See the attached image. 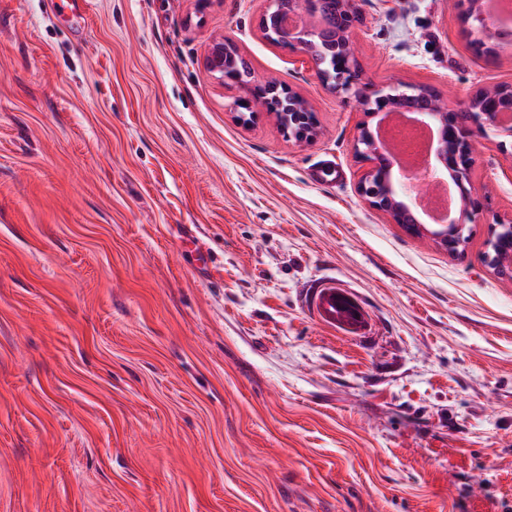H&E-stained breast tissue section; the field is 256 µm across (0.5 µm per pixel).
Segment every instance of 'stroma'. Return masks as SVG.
I'll return each mask as SVG.
<instances>
[{
  "label": "stroma",
  "instance_id": "stroma-1",
  "mask_svg": "<svg viewBox=\"0 0 512 512\" xmlns=\"http://www.w3.org/2000/svg\"><path fill=\"white\" fill-rule=\"evenodd\" d=\"M353 3L366 90L512 86L466 0ZM267 6L90 0L76 30L0 0V512H512V281L484 266L512 146L474 156L464 257L407 234L358 194L366 113L262 34ZM219 38L315 140L234 121ZM233 51L236 50L231 42L224 40V38L216 40L205 59V66L210 72L223 80L225 74H233L234 77L244 81L250 76V69L246 61L240 58L238 54L232 64L224 67V75L220 73L222 68L218 65L222 63L224 52L232 54Z\"/></svg>",
  "mask_w": 512,
  "mask_h": 512
}]
</instances>
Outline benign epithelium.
I'll return each mask as SVG.
<instances>
[{
    "mask_svg": "<svg viewBox=\"0 0 512 512\" xmlns=\"http://www.w3.org/2000/svg\"><path fill=\"white\" fill-rule=\"evenodd\" d=\"M468 19L475 23L474 32L483 45L500 44L498 34L480 10V0H468ZM337 6L346 17L345 24L336 31V44L345 55L336 76H331L323 67L324 59L312 54L310 40L316 38L318 31L302 28L298 25L289 27L291 49H299L311 55L320 80L336 91L351 93L370 116L380 112H393L400 103L418 91L416 87L404 90L400 86L380 89L374 95L363 94L358 85L360 71L356 59V49L352 40V28L357 22L353 9V0H337ZM305 0H269V8L259 21L261 29H266L268 19L283 27H288V16L306 11ZM235 51L233 44L219 39L214 42L205 59V66L210 72L223 77L219 64L223 55ZM248 97L240 102L243 111L235 118L242 124L253 121L260 108L272 115L288 137L297 141L313 139L317 126L307 102L290 89L268 80L262 84L244 83ZM512 113V86L482 89L477 92L462 109H454L442 99L425 104L414 113L415 121L435 129L438 140L435 146L436 164L431 166L433 174L444 180L452 175L466 195V200L459 208L447 211L443 221L438 224H423L409 216L413 209H423V205L414 191L400 174L385 162L381 156L382 143L372 128L364 125L359 129L353 145V152L359 162L368 164L358 185V191L373 209L398 221L401 216L409 217V223L401 225L408 234L429 239L436 247L458 258L465 252L468 243L469 224L479 214V204L473 198L471 167L476 152L477 138L512 137V126L504 124V116ZM485 256L488 270L497 276H512V216L497 218L489 226L486 240Z\"/></svg>",
    "mask_w": 512,
    "mask_h": 512,
    "instance_id": "7a95c632",
    "label": "benign epithelium"
}]
</instances>
